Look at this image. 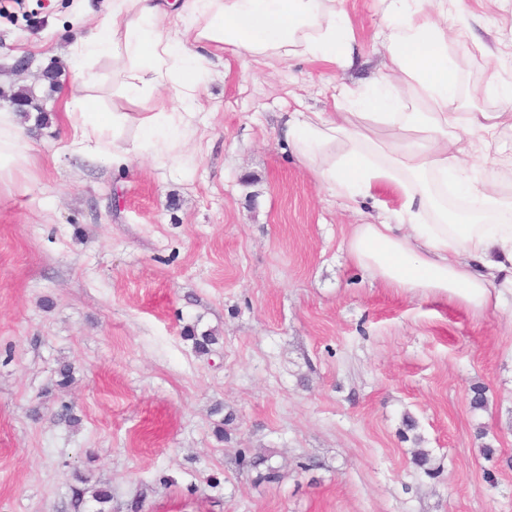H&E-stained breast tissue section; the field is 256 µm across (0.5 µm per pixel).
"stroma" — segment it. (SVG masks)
<instances>
[{"mask_svg": "<svg viewBox=\"0 0 512 512\" xmlns=\"http://www.w3.org/2000/svg\"><path fill=\"white\" fill-rule=\"evenodd\" d=\"M464 5L475 38L448 53L480 92L460 109L512 116V0ZM344 7L347 66L246 76L225 54L182 167L117 170L61 149L67 46L104 0H0V89L33 88L49 118L25 133L32 178L0 191V512H92L84 476L106 512H512V296L476 317L370 278L343 241L381 204L327 193L281 136L386 58L380 0ZM467 173L512 198V131ZM270 466L280 481H259Z\"/></svg>", "mask_w": 512, "mask_h": 512, "instance_id": "stroma-1", "label": "stroma"}]
</instances>
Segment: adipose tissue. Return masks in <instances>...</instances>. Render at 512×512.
Listing matches in <instances>:
<instances>
[{
  "label": "adipose tissue",
  "instance_id": "1",
  "mask_svg": "<svg viewBox=\"0 0 512 512\" xmlns=\"http://www.w3.org/2000/svg\"><path fill=\"white\" fill-rule=\"evenodd\" d=\"M343 0H109L106 15L69 45L76 89L65 103L66 149L123 167L147 155L176 168L199 132L203 72L225 53L244 72L302 56L347 63L352 29ZM386 61L364 88L337 86L329 112H292L283 136L320 185L346 203L394 193L390 219L355 225L350 258L403 293L475 315L512 296V200L495 181L466 179L473 144L491 149L498 112H463L462 63L448 54V17L461 0H383ZM111 57L130 112H103L90 62ZM404 102L414 111H401ZM21 118L0 113V188L31 171ZM466 204L442 206L449 183Z\"/></svg>",
  "mask_w": 512,
  "mask_h": 512
}]
</instances>
